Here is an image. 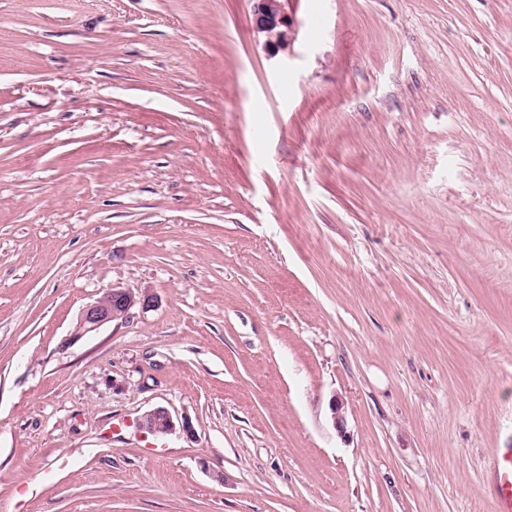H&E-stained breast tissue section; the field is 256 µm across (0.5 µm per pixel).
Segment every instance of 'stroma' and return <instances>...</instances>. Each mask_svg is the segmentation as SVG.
<instances>
[{"label":"stroma","instance_id":"obj_1","mask_svg":"<svg viewBox=\"0 0 512 512\" xmlns=\"http://www.w3.org/2000/svg\"><path fill=\"white\" fill-rule=\"evenodd\" d=\"M285 8L0 0V512H498L512 0ZM252 26L254 31L264 37V47L271 55L288 47L292 32V23L285 11L283 0H251ZM276 27L283 31L274 32ZM137 294L139 291L132 289ZM129 288L112 287L80 313L75 336H85L97 332L102 326L114 322H126L132 310L149 309L155 305L156 297L144 291L137 296ZM138 427L144 432L156 436L158 429L169 435L176 429V423L170 411L164 407H156L147 411L139 420Z\"/></svg>","mask_w":512,"mask_h":512}]
</instances>
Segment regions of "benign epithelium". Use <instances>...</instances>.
Listing matches in <instances>:
<instances>
[{
    "label": "benign epithelium",
    "mask_w": 512,
    "mask_h": 512,
    "mask_svg": "<svg viewBox=\"0 0 512 512\" xmlns=\"http://www.w3.org/2000/svg\"><path fill=\"white\" fill-rule=\"evenodd\" d=\"M252 26L264 37V47L271 55L288 47L292 23L285 11L283 0H251ZM156 297L147 292L134 294L128 288L113 287L105 291L80 313L75 335L85 336L98 331L102 326L115 320L125 322L132 316V310L149 309L155 305ZM138 427L150 435H157L158 429L169 435L176 429L170 411L156 407L147 411L139 420Z\"/></svg>",
    "instance_id": "benign-epithelium-1"
}]
</instances>
